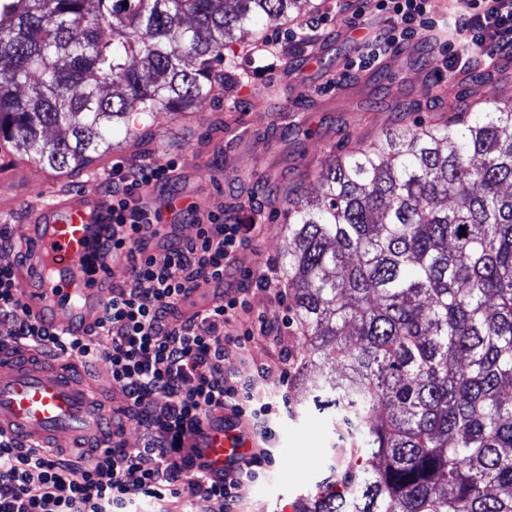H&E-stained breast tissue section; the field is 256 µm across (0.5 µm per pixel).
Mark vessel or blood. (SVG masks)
Wrapping results in <instances>:
<instances>
[{
	"mask_svg": "<svg viewBox=\"0 0 512 512\" xmlns=\"http://www.w3.org/2000/svg\"><path fill=\"white\" fill-rule=\"evenodd\" d=\"M105 203L91 191L58 194L29 213L25 241L30 257L17 269L29 311L61 333L84 335L101 316L105 300L88 260L104 233ZM75 357L19 362L0 350V432L19 433L24 445L42 448L64 436L94 435L107 415L92 407L93 383L72 379ZM192 440L215 473L235 467L256 446L243 419L224 410L208 416Z\"/></svg>",
	"mask_w": 512,
	"mask_h": 512,
	"instance_id": "vessel-or-blood-1",
	"label": "vessel or blood"
}]
</instances>
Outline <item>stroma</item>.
Wrapping results in <instances>:
<instances>
[{"mask_svg":"<svg viewBox=\"0 0 512 512\" xmlns=\"http://www.w3.org/2000/svg\"><path fill=\"white\" fill-rule=\"evenodd\" d=\"M346 9L322 12L314 41L297 47L300 30L274 19L263 20L262 34L282 35L286 54L258 52L239 56L236 68L241 82L217 91L205 112L190 122L171 113L156 112L149 120L150 137L139 139L115 132L116 149L72 177H61L38 163L18 157L9 144H0V224L8 225L11 240L0 245V265L18 263L13 242L26 231L29 209L53 195L89 189L99 191L111 179L112 168L138 167L151 159L173 162L176 176L151 186L154 204L171 198L195 203L200 214L231 211L245 224L261 227L244 251L241 265L224 279L228 288L247 287L251 311L232 322L236 335L250 328L256 316L281 319L289 309L262 288L249 286L248 272H260L266 263L283 265L285 218L266 191L267 176L279 182L301 183L303 195L315 198L317 173L334 151L357 139L373 140L401 124L430 122L426 107L428 83H444L447 70H423L421 60L433 45L426 37L404 42L390 64L353 72L344 85L336 79L357 55V40L369 34L372 23L351 28L362 0H346ZM290 364H283L282 351ZM307 349L297 327L287 330V345L280 348L261 337L245 348H229L227 372L243 375L266 365L273 372L263 391L279 387L278 369L289 371L288 404L269 418L275 438L268 445L274 465L240 490L243 512H286L288 506L314 495L329 474L339 439L328 411L299 403L295 390Z\"/></svg>","mask_w":512,"mask_h":512,"instance_id":"obj_1","label":"stroma"}]
</instances>
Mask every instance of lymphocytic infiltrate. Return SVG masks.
<instances>
[{"label": "lymphocytic infiltrate", "mask_w": 512, "mask_h": 512, "mask_svg": "<svg viewBox=\"0 0 512 512\" xmlns=\"http://www.w3.org/2000/svg\"><path fill=\"white\" fill-rule=\"evenodd\" d=\"M365 4L384 23L361 45L357 66L381 62L407 39L435 30L444 42L442 62L450 69H480L512 59V0H452L443 24L429 16L427 0ZM174 170L173 163L158 159L129 173L119 167L105 188V232L96 256L103 265L126 260L129 276L113 285L91 334L65 336L32 317L15 266H0V322L11 325L9 342L104 362L124 400L113 433L123 434L132 421L145 428L142 447L93 454L83 448L68 454L35 451L0 434V512H136L146 499L157 504V512H207L215 498L223 499L225 512H238L241 485L271 464L262 448L244 466L214 478L201 449L190 444L191 435L218 408L245 417L253 436L271 438L274 405L256 397L268 369L250 376L228 373L224 356L229 347H244L257 336L284 344L288 323L260 316L251 329L228 335L227 324L250 310L243 288L225 291L222 301L182 317L197 281L223 283L225 272L240 263L255 227L220 212L200 216L190 205L178 215L196 224L195 237L170 241L162 253H154L149 242L159 233L162 215L146 196ZM201 324L207 325L206 334L198 333ZM157 394L167 398L159 411L153 407Z\"/></svg>", "instance_id": "obj_1"}]
</instances>
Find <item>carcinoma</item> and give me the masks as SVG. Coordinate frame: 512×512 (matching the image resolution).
I'll return each mask as SVG.
<instances>
[{
  "label": "carcinoma",
  "mask_w": 512,
  "mask_h": 512,
  "mask_svg": "<svg viewBox=\"0 0 512 512\" xmlns=\"http://www.w3.org/2000/svg\"><path fill=\"white\" fill-rule=\"evenodd\" d=\"M324 8L0 0V138L81 171L133 119L197 117L262 17L301 28ZM318 184L273 200L308 350L297 394L355 448L299 512H512V96L359 141Z\"/></svg>",
  "instance_id": "1"
}]
</instances>
